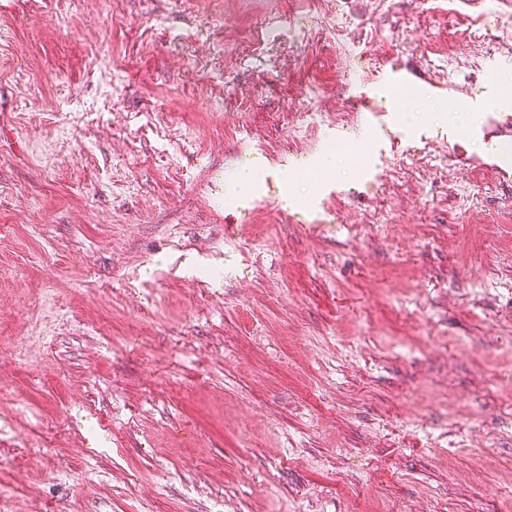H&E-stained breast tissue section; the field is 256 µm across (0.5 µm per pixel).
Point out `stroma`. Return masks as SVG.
I'll list each match as a JSON object with an SVG mask.
<instances>
[{"label":"stroma","mask_w":512,"mask_h":512,"mask_svg":"<svg viewBox=\"0 0 512 512\" xmlns=\"http://www.w3.org/2000/svg\"><path fill=\"white\" fill-rule=\"evenodd\" d=\"M0 512H512V0H0Z\"/></svg>","instance_id":"35a3bbf8"}]
</instances>
